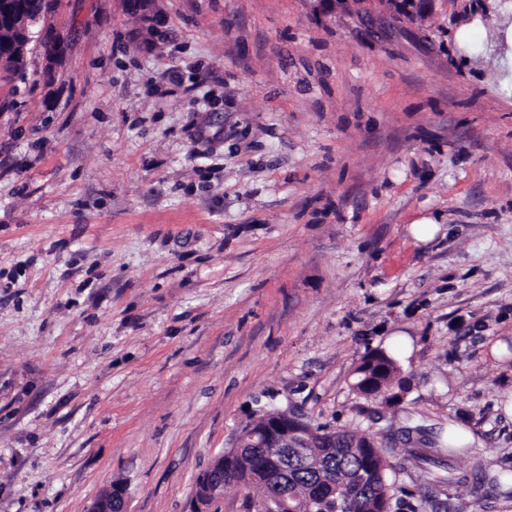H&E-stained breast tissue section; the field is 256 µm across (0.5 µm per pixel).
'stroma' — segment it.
<instances>
[{"label": "stroma", "instance_id": "1", "mask_svg": "<svg viewBox=\"0 0 512 512\" xmlns=\"http://www.w3.org/2000/svg\"><path fill=\"white\" fill-rule=\"evenodd\" d=\"M0 70V512H186L260 410L378 435L394 512H512V96L486 0H49ZM440 231L416 240L412 222ZM409 385L352 388L368 352ZM465 430L451 495L410 452ZM473 477V493L479 495L486 486H491L502 491L506 496H512V469L503 470L497 474L490 475L484 468L477 467ZM127 493L122 484L112 487L99 496L87 512H127Z\"/></svg>", "mask_w": 512, "mask_h": 512}]
</instances>
